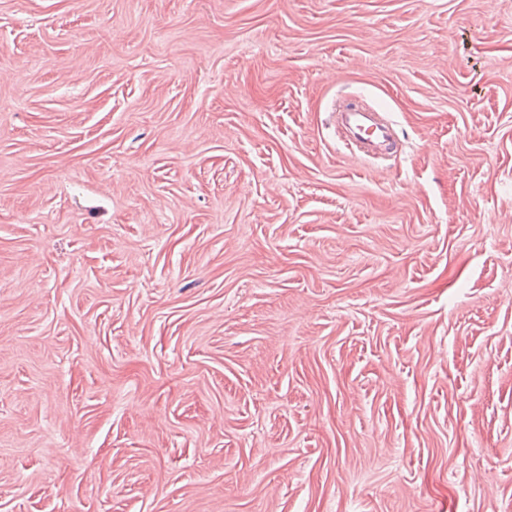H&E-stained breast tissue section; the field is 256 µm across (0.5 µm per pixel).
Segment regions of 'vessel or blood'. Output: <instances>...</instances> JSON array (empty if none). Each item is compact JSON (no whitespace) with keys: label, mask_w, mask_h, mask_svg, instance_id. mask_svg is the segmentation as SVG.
I'll return each instance as SVG.
<instances>
[{"label":"vessel or blood","mask_w":512,"mask_h":512,"mask_svg":"<svg viewBox=\"0 0 512 512\" xmlns=\"http://www.w3.org/2000/svg\"><path fill=\"white\" fill-rule=\"evenodd\" d=\"M334 126L350 153L369 158L379 152H392L396 133L382 111L364 104H339L334 111Z\"/></svg>","instance_id":"1"}]
</instances>
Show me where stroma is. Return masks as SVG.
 Wrapping results in <instances>:
<instances>
[{"mask_svg":"<svg viewBox=\"0 0 512 512\" xmlns=\"http://www.w3.org/2000/svg\"><path fill=\"white\" fill-rule=\"evenodd\" d=\"M0 512H512V0H0ZM334 126L339 139H344L351 154L371 158L385 151L389 155L396 145V133L382 111L365 104H338L334 110Z\"/></svg>","mask_w":512,"mask_h":512,"instance_id":"1","label":"stroma"}]
</instances>
